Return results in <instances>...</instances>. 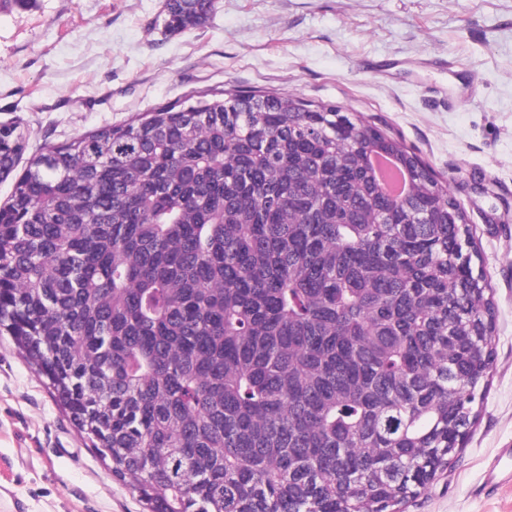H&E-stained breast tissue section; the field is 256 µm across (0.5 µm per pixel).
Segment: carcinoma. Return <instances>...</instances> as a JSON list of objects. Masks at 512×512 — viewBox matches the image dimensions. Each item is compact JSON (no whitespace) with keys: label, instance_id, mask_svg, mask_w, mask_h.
I'll return each instance as SVG.
<instances>
[{"label":"carcinoma","instance_id":"carcinoma-1","mask_svg":"<svg viewBox=\"0 0 512 512\" xmlns=\"http://www.w3.org/2000/svg\"><path fill=\"white\" fill-rule=\"evenodd\" d=\"M25 151L1 124L0 334L149 512H405L463 448L493 290L448 186L361 113L231 88ZM371 165L377 172L383 191L388 192L393 196H398L403 192L406 177L404 178L403 174H400L396 170L391 161L380 156H373L371 159ZM381 169L389 171L391 173V178L385 181Z\"/></svg>","mask_w":512,"mask_h":512}]
</instances>
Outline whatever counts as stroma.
Returning <instances> with one entry per match:
<instances>
[{"label": "stroma", "instance_id": "1", "mask_svg": "<svg viewBox=\"0 0 512 512\" xmlns=\"http://www.w3.org/2000/svg\"><path fill=\"white\" fill-rule=\"evenodd\" d=\"M164 0H0V123L27 154L200 90H265L361 112L415 149L465 210L493 289L482 413L406 512H512V0H216L172 35ZM0 512H145L0 336Z\"/></svg>", "mask_w": 512, "mask_h": 512}]
</instances>
